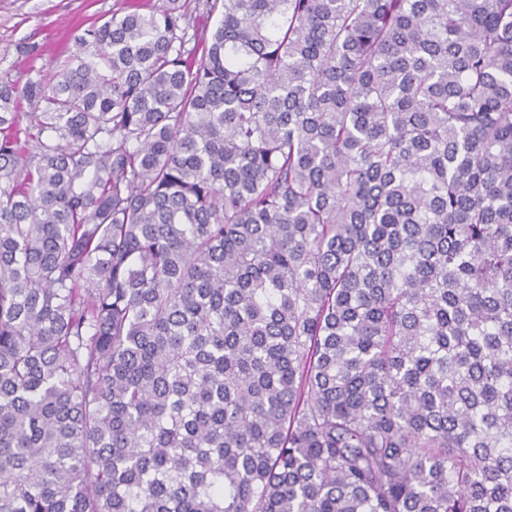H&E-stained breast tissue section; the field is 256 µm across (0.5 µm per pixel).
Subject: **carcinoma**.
I'll list each match as a JSON object with an SVG mask.
<instances>
[{
    "instance_id": "1",
    "label": "carcinoma",
    "mask_w": 512,
    "mask_h": 512,
    "mask_svg": "<svg viewBox=\"0 0 512 512\" xmlns=\"http://www.w3.org/2000/svg\"><path fill=\"white\" fill-rule=\"evenodd\" d=\"M218 6L0 78V512H512V0ZM199 0H181V4L184 3L185 10L190 17V28L188 29L187 39H189L186 44L187 49H192L194 46L195 40L194 35H200L202 31H204L205 36H209L212 29L216 26L218 20L221 16V7L207 16L205 9L202 6L198 8Z\"/></svg>"
}]
</instances>
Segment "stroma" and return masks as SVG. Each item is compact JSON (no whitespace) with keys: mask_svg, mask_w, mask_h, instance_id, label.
<instances>
[{"mask_svg":"<svg viewBox=\"0 0 512 512\" xmlns=\"http://www.w3.org/2000/svg\"><path fill=\"white\" fill-rule=\"evenodd\" d=\"M126 0H0V76L48 82L74 37Z\"/></svg>","mask_w":512,"mask_h":512,"instance_id":"35a3bbf8","label":"stroma"}]
</instances>
